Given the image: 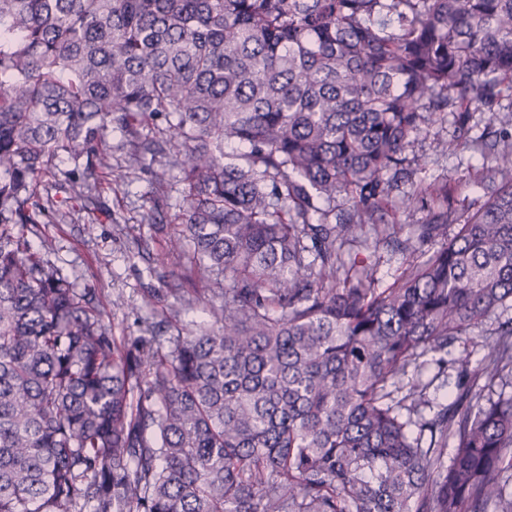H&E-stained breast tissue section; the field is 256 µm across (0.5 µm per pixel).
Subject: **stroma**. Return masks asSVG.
<instances>
[{"label":"stroma","mask_w":512,"mask_h":512,"mask_svg":"<svg viewBox=\"0 0 512 512\" xmlns=\"http://www.w3.org/2000/svg\"><path fill=\"white\" fill-rule=\"evenodd\" d=\"M511 121L512 91H507L500 101L497 122H490L488 113L471 112L469 148L448 154L435 151L434 138L452 139L455 125L451 122L435 123L416 138L413 151L424 162L416 180L447 183L448 200L460 221H467L476 211L479 195L471 183L495 173L496 153L490 143L495 131ZM111 143V172L100 193V202L111 210V218L94 223L84 212L57 214L38 230L53 241L52 261L81 283L93 285L100 299L107 302L105 321L113 333L133 340L141 336L144 323L159 322L163 312L178 304L176 298L164 296L149 306L145 294L147 289L165 287L168 280L172 265L162 260L166 231L179 212L184 186L171 158L162 157L145 168L133 169L127 162L129 146L120 132H113ZM161 171L167 177L160 183L155 175ZM350 252L376 265L378 277L389 284L413 259L416 248L411 245L393 252L382 246L354 245Z\"/></svg>","instance_id":"obj_1"}]
</instances>
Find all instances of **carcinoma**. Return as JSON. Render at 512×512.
Instances as JSON below:
<instances>
[{"instance_id":"carcinoma-1","label":"carcinoma","mask_w":512,"mask_h":512,"mask_svg":"<svg viewBox=\"0 0 512 512\" xmlns=\"http://www.w3.org/2000/svg\"><path fill=\"white\" fill-rule=\"evenodd\" d=\"M508 80L512 0H0V512H512V392L484 395L512 318L455 391L394 397L512 304V132L453 236L448 184L403 196L422 250L392 284L342 258L405 249L412 139L450 113L456 150ZM114 128L186 185L167 292L210 322L168 352L152 324L117 340L31 238L92 212ZM409 186L407 184H401L400 187L393 191L392 193V204L396 207V218L400 222V224H404L403 230L400 233V237L402 239L410 238L411 234V224H420L425 218V212L420 210L411 211L408 213H402L401 210H398L397 202L398 199L403 195V193L408 190Z\"/></svg>"}]
</instances>
